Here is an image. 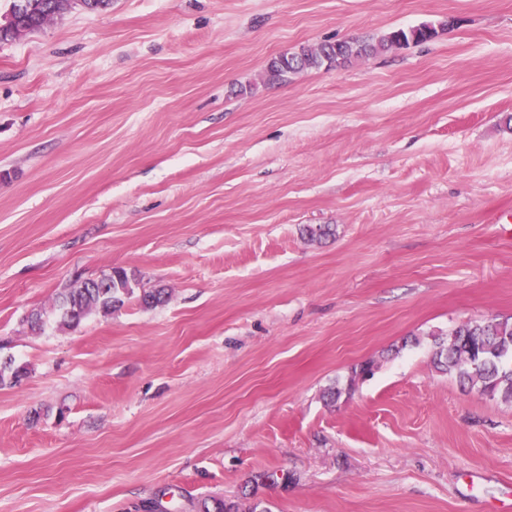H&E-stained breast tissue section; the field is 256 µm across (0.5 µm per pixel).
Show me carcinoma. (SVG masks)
Segmentation results:
<instances>
[{
    "instance_id": "1",
    "label": "carcinoma",
    "mask_w": 512,
    "mask_h": 512,
    "mask_svg": "<svg viewBox=\"0 0 512 512\" xmlns=\"http://www.w3.org/2000/svg\"><path fill=\"white\" fill-rule=\"evenodd\" d=\"M53 18L46 0H37V7L20 18V26L29 33L44 27ZM437 30L428 25L411 29H396L378 42L344 41L322 43L315 48L302 47L293 53L281 54L268 65L273 80L286 81L289 75L322 67L341 68L352 61L380 50L411 42L422 43L433 39ZM136 279L126 270L116 268L101 287L88 281L60 294L56 301L59 324L73 328L92 313L109 314L123 299L134 293ZM167 299L163 288L143 290L139 300L146 308H153ZM433 364L436 370L454 373L463 387L480 395L500 397L512 401V320L490 318L466 321L447 335L432 336ZM258 505L245 506L240 502H226L222 498H202L195 504L196 512H257Z\"/></svg>"
}]
</instances>
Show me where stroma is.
I'll return each mask as SVG.
<instances>
[{
    "label": "stroma",
    "mask_w": 512,
    "mask_h": 512,
    "mask_svg": "<svg viewBox=\"0 0 512 512\" xmlns=\"http://www.w3.org/2000/svg\"><path fill=\"white\" fill-rule=\"evenodd\" d=\"M115 267L166 302L31 330ZM490 317L512 0H112L0 42V512H512V403L433 365L431 333ZM437 30L428 25L411 29H396L383 36L378 43L367 41H344L322 43L315 48L301 47L293 53L280 54L268 65L270 79L287 81L289 75L322 67L341 68L353 60L369 56L379 50L394 46L422 43L433 39ZM258 504L245 507L236 501L226 502L224 498H202L195 504L196 512H257Z\"/></svg>",
    "instance_id": "1"
}]
</instances>
